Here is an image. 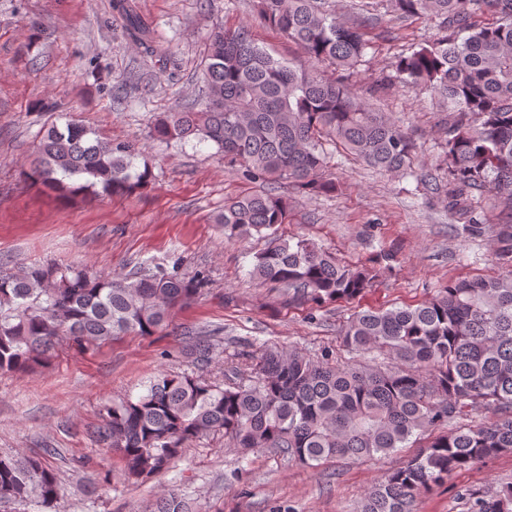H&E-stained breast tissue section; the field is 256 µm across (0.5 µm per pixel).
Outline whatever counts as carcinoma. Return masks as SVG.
Segmentation results:
<instances>
[{
    "mask_svg": "<svg viewBox=\"0 0 512 512\" xmlns=\"http://www.w3.org/2000/svg\"><path fill=\"white\" fill-rule=\"evenodd\" d=\"M259 17L300 45L308 63L273 58L243 25L214 27L203 70L204 96L158 116L151 137L211 143L247 180L266 190L224 204L217 223L233 235L256 233L272 245L255 256L251 276L274 282L288 303L321 308L357 298L378 277L373 266H350L315 242L282 238L290 184L307 196L336 192L325 176L326 146L373 168L413 176L454 205L487 196L512 212V0H360V22L336 16L333 0H256ZM386 7L399 20H422L438 34L399 57L395 71L448 103V185L419 172V147L387 113L368 110L355 90L326 69L353 75ZM126 33L157 62L170 48L136 0H112ZM130 144H114L83 124L42 127L28 177L63 196L101 188L143 189ZM495 254L509 267L490 278H458L418 304L356 311L342 330L351 352L396 361L382 370L362 363L314 360L265 347L249 355L251 371L221 386L199 375L160 374L136 397L103 407L91 437L118 453L127 479L143 482L169 471L191 442L224 433L244 452L276 450L315 468L333 458L372 459L424 442L406 465L377 482L357 512H414L421 491L486 459L512 452V225L501 227ZM162 266L133 277L91 274L74 265L33 264L0 274V372L43 363L65 338L94 349L129 334L150 336L172 311L202 291ZM482 409L496 420L467 423ZM61 498L44 456H0V504L45 509ZM471 512H512V482L474 499Z\"/></svg>",
    "mask_w": 512,
    "mask_h": 512,
    "instance_id": "obj_1",
    "label": "carcinoma"
}]
</instances>
